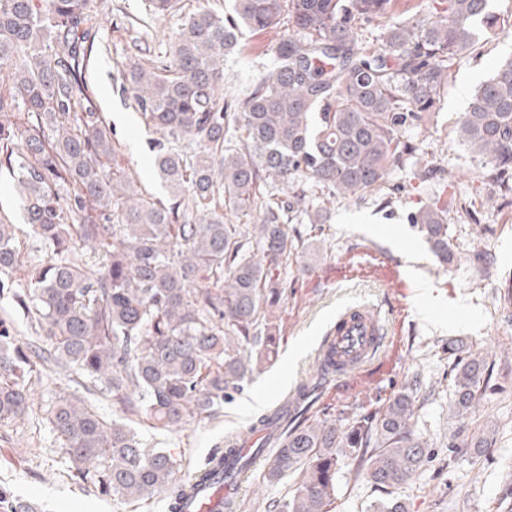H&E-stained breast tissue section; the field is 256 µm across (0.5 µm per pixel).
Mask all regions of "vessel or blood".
Segmentation results:
<instances>
[{
    "label": "vessel or blood",
    "mask_w": 512,
    "mask_h": 512,
    "mask_svg": "<svg viewBox=\"0 0 512 512\" xmlns=\"http://www.w3.org/2000/svg\"><path fill=\"white\" fill-rule=\"evenodd\" d=\"M385 326L377 311L356 307L337 315L329 336L317 352L316 362L328 365L336 380L342 381L360 373L381 348ZM246 470H238L231 482L216 480L206 486L187 481L184 512H219L222 504L237 503Z\"/></svg>",
    "instance_id": "vessel-or-blood-1"
}]
</instances>
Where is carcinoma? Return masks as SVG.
<instances>
[{"instance_id": "cac0c4a2", "label": "carcinoma", "mask_w": 512, "mask_h": 512, "mask_svg": "<svg viewBox=\"0 0 512 512\" xmlns=\"http://www.w3.org/2000/svg\"><path fill=\"white\" fill-rule=\"evenodd\" d=\"M221 16L199 7L172 32L163 60L134 44L122 80L145 123L192 151L158 144L155 166L168 201L138 189L111 164L112 132L85 79L101 48L105 0H0V169L13 178L23 218L47 256L26 265L14 225L0 224V299L34 336L0 321V423L32 411V377L63 363L81 385L101 384L125 415L170 431L224 409L278 353L271 308L282 272L304 246L292 216L324 224L307 195L344 199L381 190L413 153L405 133L442 107L454 62L498 35L490 0H427L398 18L394 0H232ZM376 26L379 34L367 36ZM278 32L274 67L238 101L224 99V56L247 32ZM460 141L487 177L512 189V57L483 81L462 113ZM282 185L277 192L269 182ZM257 215L227 224L224 211ZM439 262L454 254L439 202L410 215ZM90 245L101 261L82 265ZM448 409L464 420L492 369L471 348L449 349ZM316 389L279 440L267 479L297 470L278 512H328L340 463L384 490L430 459L415 434V388L403 387L349 424L306 415ZM62 441L67 476L117 501L168 495L179 512L178 460L150 448L125 423L65 393L46 409ZM496 430L450 448L491 449Z\"/></svg>"}]
</instances>
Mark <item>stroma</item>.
<instances>
[{
  "label": "stroma",
  "instance_id": "1",
  "mask_svg": "<svg viewBox=\"0 0 512 512\" xmlns=\"http://www.w3.org/2000/svg\"><path fill=\"white\" fill-rule=\"evenodd\" d=\"M102 13V52L92 58L87 78L112 129L115 159L140 188L166 198L154 167L162 136L140 118L119 77L137 29L146 32L152 51L164 49L177 18L195 7L223 11L225 0H180L178 17L154 19L145 0H108ZM274 33L245 34L241 50L224 58L227 99L243 97L272 68L269 46ZM512 56V31L502 32L475 53L458 59L455 78L441 111L432 113L406 136L415 148L404 170L389 179L388 203L374 195L328 199L330 218L316 225V250L300 249L288 261V295L276 317L280 325L277 360L225 402L219 416L195 421L171 432L156 433L141 418L132 425L145 440L170 449L189 476L233 438L249 440L257 412H270L286 400L298 382L314 376L313 357L336 315L351 304L378 307L386 323L387 342L379 358L353 382H331L323 393L322 413L341 418L375 407L403 386H417L422 403L415 425L427 439L431 459L423 473L397 489L408 512H512V192L486 176L487 167L460 144L457 123L476 87ZM429 167L426 180L416 170ZM430 201L448 206L453 265L443 266L409 215ZM16 226L17 242L29 262L43 260L45 249L24 224L8 172H0V220ZM495 255L482 269L476 256ZM470 346L491 365V386L475 414L462 425L465 435L485 424L496 426L493 451L473 457L448 445L453 423L448 418L450 381L448 349ZM69 371L56 369L34 391L33 410L23 420L0 426V512L22 499H35L42 512H167L164 495L120 503L90 492L63 471L62 451L45 411L59 392L77 391ZM263 397L260 411L249 410ZM268 464L248 476L237 512H277L291 495L294 477L268 481ZM351 461L337 474L336 497L329 512H370L384 500Z\"/></svg>",
  "mask_w": 512,
  "mask_h": 512
}]
</instances>
